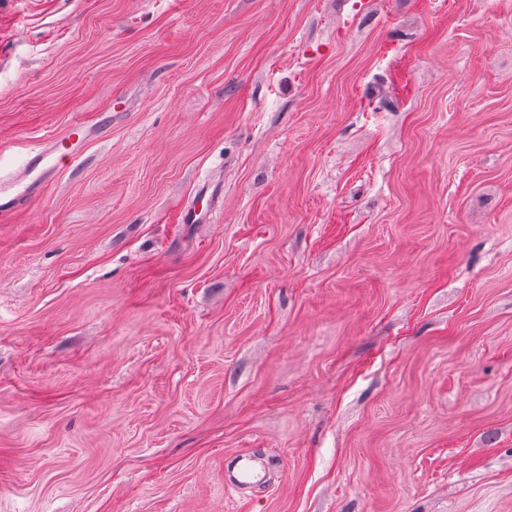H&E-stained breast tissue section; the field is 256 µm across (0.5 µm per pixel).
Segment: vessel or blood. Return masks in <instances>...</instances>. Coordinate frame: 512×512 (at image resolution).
<instances>
[{
  "mask_svg": "<svg viewBox=\"0 0 512 512\" xmlns=\"http://www.w3.org/2000/svg\"><path fill=\"white\" fill-rule=\"evenodd\" d=\"M92 133L93 126L88 122L72 124L66 136L50 137L30 151L19 175H0V222L34 203L57 171L76 163L85 141ZM239 462L237 474L224 481L225 486L234 490L243 484L259 482L262 478V464L250 451H241Z\"/></svg>",
  "mask_w": 512,
  "mask_h": 512,
  "instance_id": "1",
  "label": "vessel or blood"
}]
</instances>
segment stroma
Segmentation results:
<instances>
[{"label": "stroma", "instance_id": "stroma-1", "mask_svg": "<svg viewBox=\"0 0 512 512\" xmlns=\"http://www.w3.org/2000/svg\"><path fill=\"white\" fill-rule=\"evenodd\" d=\"M77 117L0 512H512V0H0V170ZM239 462L240 468L238 473L232 478H225V486L237 490L242 484L257 483L262 479V464L248 449L241 451Z\"/></svg>", "mask_w": 512, "mask_h": 512}]
</instances>
